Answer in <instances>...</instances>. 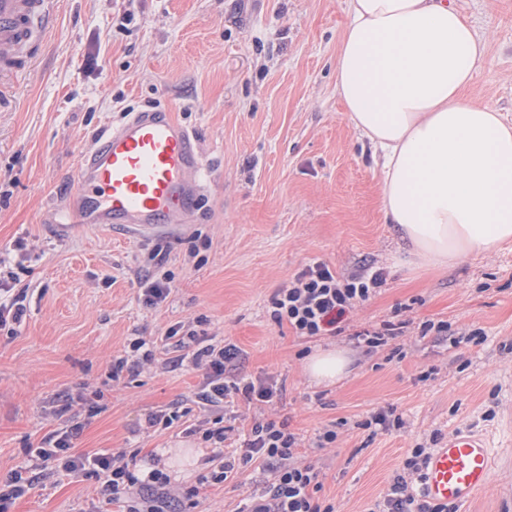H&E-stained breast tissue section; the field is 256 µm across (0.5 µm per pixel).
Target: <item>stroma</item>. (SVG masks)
<instances>
[{
  "mask_svg": "<svg viewBox=\"0 0 512 512\" xmlns=\"http://www.w3.org/2000/svg\"><path fill=\"white\" fill-rule=\"evenodd\" d=\"M484 34L485 53L467 99L512 122V0H451ZM351 15L345 0H61L12 111L0 112V258L28 288L29 311L0 334V480L26 449L61 427L64 396L77 399L75 452L151 454L190 448L198 466L175 486L181 512H237L262 487L261 462L213 484L211 450L184 430L205 417L204 373L174 364L165 337L178 322L205 342L242 351L241 374L276 383L274 404L238 402L225 426L244 440L254 419L299 440L319 472L321 501L337 512H372L411 448L457 429L490 436L489 487L458 512H512V246L447 268L418 265L381 208L382 158L336 97V53ZM167 106L192 129L213 176L183 226L143 239L79 224L69 200L82 154L105 125ZM201 264L189 251L198 240ZM165 255L174 288L145 306L139 280ZM337 276L373 267L386 282L351 309L335 336L306 340L271 316L272 298L314 260ZM444 321V336H421ZM391 323L369 352L354 333ZM481 330L457 347L452 337ZM154 341L137 361L136 339ZM318 347H338L350 373L316 384L304 371ZM391 408L401 427L369 435L358 421ZM176 411L167 429H143L150 413ZM332 429L335 443L317 447ZM92 478L46 475L10 512H97Z\"/></svg>",
  "mask_w": 512,
  "mask_h": 512,
  "instance_id": "35a3bbf8",
  "label": "stroma"
}]
</instances>
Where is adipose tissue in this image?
Here are the masks:
<instances>
[{"label": "adipose tissue", "mask_w": 512, "mask_h": 512, "mask_svg": "<svg viewBox=\"0 0 512 512\" xmlns=\"http://www.w3.org/2000/svg\"><path fill=\"white\" fill-rule=\"evenodd\" d=\"M336 94L382 153V207L411 256L450 267L512 244V123L464 96L484 40L451 0H346ZM343 350L305 363L316 383L349 372Z\"/></svg>", "instance_id": "obj_1"}]
</instances>
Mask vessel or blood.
Here are the masks:
<instances>
[{
    "mask_svg": "<svg viewBox=\"0 0 512 512\" xmlns=\"http://www.w3.org/2000/svg\"><path fill=\"white\" fill-rule=\"evenodd\" d=\"M58 8L59 0H0V112L12 108L19 78L35 64L31 44L48 40ZM205 170L195 137L171 110L130 113L82 157L81 221L135 236L164 230L195 208ZM493 464L486 434L453 432L430 455L418 492L435 504H463L487 487Z\"/></svg>",
    "mask_w": 512,
    "mask_h": 512,
    "instance_id": "vessel-or-blood-1",
    "label": "vessel or blood"
}]
</instances>
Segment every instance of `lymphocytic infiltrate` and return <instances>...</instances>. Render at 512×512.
<instances>
[{"instance_id":"1","label":"lymphocytic infiltrate","mask_w":512,"mask_h":512,"mask_svg":"<svg viewBox=\"0 0 512 512\" xmlns=\"http://www.w3.org/2000/svg\"><path fill=\"white\" fill-rule=\"evenodd\" d=\"M385 283L383 271H366L338 277L328 264L316 262L299 271L272 299L271 316L305 339L341 333V322L356 305L374 297ZM26 289L13 271L0 275V331L20 325L27 314ZM178 349H190L191 363L203 370L199 393L209 415L199 424L186 428L210 445L217 466L210 473L219 484L232 476L235 462L224 452L228 429L223 412L229 403L241 398L247 402L272 403L278 395L275 385L251 380L236 373L239 357L236 346L200 344L197 333L184 323L171 325L166 333ZM80 424L58 428L26 452L23 465L12 470L0 483V512H8L15 500L26 496L38 475L96 478L103 505L117 506L118 512H172L175 495L171 478L159 467L147 471L132 469L125 452L104 450L93 454L74 452L72 443ZM243 462L262 461L271 477L262 493L250 496L243 512H335L333 505L320 502L318 473L313 465L296 459L298 441L274 422L256 421L244 441ZM428 452L412 449L405 462L406 472L397 476L383 500L382 512H450L447 505L416 500L409 476L421 474Z\"/></svg>"}]
</instances>
